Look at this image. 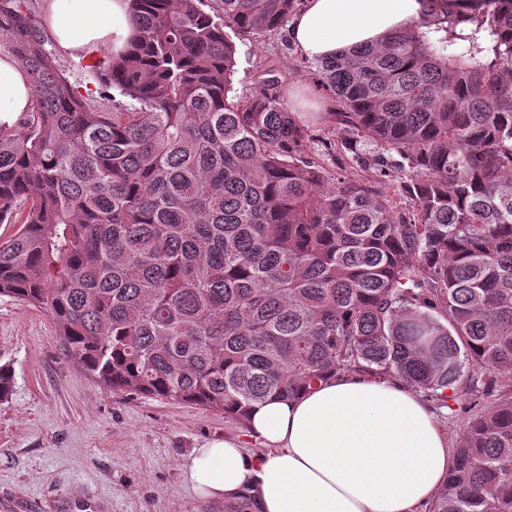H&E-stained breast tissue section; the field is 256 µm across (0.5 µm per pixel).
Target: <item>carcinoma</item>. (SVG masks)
Returning a JSON list of instances; mask_svg holds the SVG:
<instances>
[{"label": "carcinoma", "instance_id": "1", "mask_svg": "<svg viewBox=\"0 0 512 512\" xmlns=\"http://www.w3.org/2000/svg\"><path fill=\"white\" fill-rule=\"evenodd\" d=\"M135 42L69 80L28 22L0 29L34 106L0 125V297L46 312L109 391L245 425L327 378H391L456 413L428 512H512V0H424L407 29L312 61L336 112H292L288 80L232 95L235 39L298 0H128ZM395 178L399 209L329 181L317 124ZM494 397L473 412L471 407Z\"/></svg>", "mask_w": 512, "mask_h": 512}]
</instances>
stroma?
Masks as SVG:
<instances>
[{"mask_svg":"<svg viewBox=\"0 0 512 512\" xmlns=\"http://www.w3.org/2000/svg\"><path fill=\"white\" fill-rule=\"evenodd\" d=\"M233 92L250 96L268 71L332 101L290 37L289 26L237 41ZM330 176L367 180L404 203L395 181L375 179L349 152L326 157ZM14 374L0 401V512H254L248 498H205L183 466L207 439L240 433L223 413L107 391L61 345L45 313L0 298V366Z\"/></svg>","mask_w":512,"mask_h":512,"instance_id":"obj_1","label":"stroma"}]
</instances>
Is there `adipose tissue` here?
Wrapping results in <instances>:
<instances>
[{
  "label": "adipose tissue",
  "mask_w": 512,
  "mask_h": 512,
  "mask_svg": "<svg viewBox=\"0 0 512 512\" xmlns=\"http://www.w3.org/2000/svg\"><path fill=\"white\" fill-rule=\"evenodd\" d=\"M423 0H306L290 26L303 56L328 59L405 30ZM45 32L74 57L123 51L135 34L128 0H46ZM23 65L0 55V125L32 107ZM248 438L207 440L187 460L200 495H250L256 512H422L453 465L448 438L429 407L398 382L346 375L294 399L270 398L250 412Z\"/></svg>",
  "instance_id": "adipose-tissue-1"
}]
</instances>
